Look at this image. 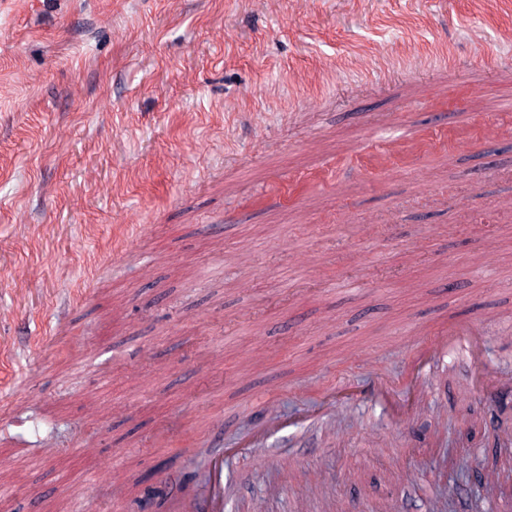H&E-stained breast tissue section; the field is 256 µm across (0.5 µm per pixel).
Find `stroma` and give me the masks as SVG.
Instances as JSON below:
<instances>
[{
  "label": "stroma",
  "instance_id": "1",
  "mask_svg": "<svg viewBox=\"0 0 512 512\" xmlns=\"http://www.w3.org/2000/svg\"><path fill=\"white\" fill-rule=\"evenodd\" d=\"M487 56L512 60V0H0V512H50L63 475L82 512H149L114 485L218 447L224 512H497L449 479L512 475V413L474 393L512 384ZM443 321L478 322V357L392 411Z\"/></svg>",
  "mask_w": 512,
  "mask_h": 512
}]
</instances>
